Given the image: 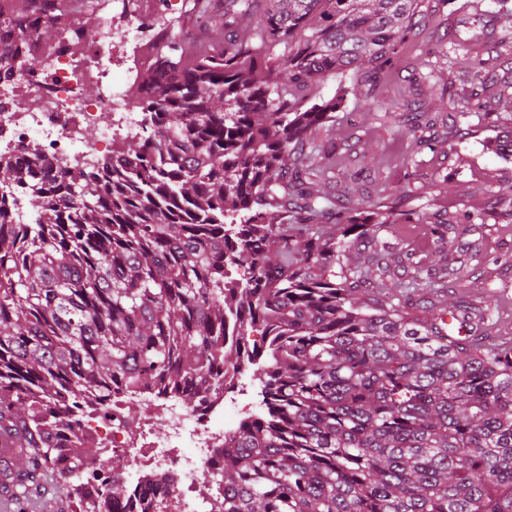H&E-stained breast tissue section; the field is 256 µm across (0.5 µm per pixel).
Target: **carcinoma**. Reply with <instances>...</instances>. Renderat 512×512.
<instances>
[{
  "label": "carcinoma",
  "mask_w": 512,
  "mask_h": 512,
  "mask_svg": "<svg viewBox=\"0 0 512 512\" xmlns=\"http://www.w3.org/2000/svg\"><path fill=\"white\" fill-rule=\"evenodd\" d=\"M70 2L0 17V78L36 67L40 42L90 30V6ZM417 7L191 0L189 18L219 26L193 44L180 26L156 33L128 95L148 137L100 172L0 156V185L32 184L35 214L9 224L0 209V437L18 454L0 491L17 506L48 472L85 512L129 495L120 460L54 425L61 398L106 409L147 371L193 406L245 368L262 412L224 441V512H512V346L451 336L461 305L362 296L349 254L390 213L319 203L312 134L349 90L311 105L317 83L388 64ZM453 87L441 81L452 104L478 96ZM363 102L414 136L436 125L404 97ZM363 263L385 274L395 260L373 249ZM91 464L110 480L88 499Z\"/></svg>",
  "instance_id": "cac0c4a2"
}]
</instances>
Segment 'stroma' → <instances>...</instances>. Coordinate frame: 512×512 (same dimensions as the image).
Returning a JSON list of instances; mask_svg holds the SVG:
<instances>
[{"mask_svg": "<svg viewBox=\"0 0 512 512\" xmlns=\"http://www.w3.org/2000/svg\"><path fill=\"white\" fill-rule=\"evenodd\" d=\"M474 0H420L425 16L416 37L400 55L376 74L378 97L383 102L406 94L420 101L454 130L462 133L457 149L442 142L440 133L424 132L421 143L379 112L363 109L362 94L349 96L346 111L336 124L316 132L317 142L335 146L330 162L336 189L331 205L344 209H378L391 204L398 190L411 192L408 207L413 219L381 225L372 243L404 261L394 280H380L366 272L368 290L379 291L400 302L405 288L421 282L422 266L449 263L456 278L448 284L446 304L465 301L481 308L482 319L464 322L462 333L485 336L512 345V212L498 207L497 198L512 197V160L484 152L482 143L500 139L512 143V86H504L505 72H512V0H502L488 48L471 43L450 53L455 75H462L471 58L486 63L488 93L504 92L506 99L490 112L474 106L451 105L437 91L414 85L406 65L430 70L440 64L439 36L457 30L460 20L473 11ZM467 211L480 213L473 224H459L437 242L433 220Z\"/></svg>", "mask_w": 512, "mask_h": 512, "instance_id": "obj_1", "label": "stroma"}]
</instances>
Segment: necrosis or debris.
Returning a JSON list of instances; mask_svg holds the SVG:
<instances>
[{
    "label": "necrosis or debris",
    "mask_w": 512,
    "mask_h": 512,
    "mask_svg": "<svg viewBox=\"0 0 512 512\" xmlns=\"http://www.w3.org/2000/svg\"><path fill=\"white\" fill-rule=\"evenodd\" d=\"M109 32L105 40L87 32L65 41L43 52L39 69L0 81V155L94 168L114 146L149 133V123L121 88L137 63L141 26L116 17ZM89 86L95 97L85 95ZM129 407L140 412L138 427L124 423ZM56 411L79 436L123 458L137 480L166 477L164 499L150 501L148 512H208L217 498L210 476L224 469L229 430L223 397L185 409L176 396L158 394L152 375L144 372L137 389L108 409L81 415L63 400Z\"/></svg>",
    "instance_id": "necrosis-or-debris-1"
}]
</instances>
